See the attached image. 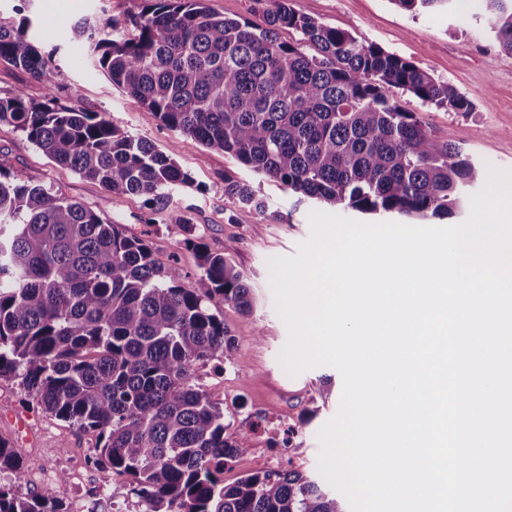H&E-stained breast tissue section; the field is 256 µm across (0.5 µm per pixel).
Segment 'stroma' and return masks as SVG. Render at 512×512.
Segmentation results:
<instances>
[{
  "instance_id": "1",
  "label": "stroma",
  "mask_w": 512,
  "mask_h": 512,
  "mask_svg": "<svg viewBox=\"0 0 512 512\" xmlns=\"http://www.w3.org/2000/svg\"><path fill=\"white\" fill-rule=\"evenodd\" d=\"M301 13L372 41L451 84L471 100L470 112H453L422 104L409 94L401 103L416 112L439 136L463 150L481 168L512 169V54L489 36L480 0H456L452 10L411 15L392 0H293ZM143 0H0V25L36 20L35 38L42 50H57L60 73L57 98L65 106L105 113L124 132L152 142L193 179L192 187L172 195L167 207L148 204L132 194H106L95 181L48 158L13 125L0 123V168L65 198L102 208L107 220L122 224L127 235L145 238L156 257L176 261L185 283L200 287L198 255L187 244L201 238L214 252L232 244L237 269L255 295L251 313L218 305L236 348L232 362H210L197 370L201 385L224 410L230 431L243 432L244 406L288 414L294 443L288 450L257 448L225 465V483L263 472L267 459L280 469H295L322 481L318 468V432L340 411L343 381L327 365L289 376L279 362L288 331L276 313L269 286L268 262L296 255L310 234L308 215L323 203L301 197L269 178L213 151L158 122L140 104L100 72L92 70L82 46L72 43L81 19L130 36L126 20L140 13ZM249 183L267 203L259 212L224 195V178ZM0 439L20 458L25 495L54 487L59 498L93 503L102 485H124L121 477L92 470L84 459L96 437L78 431L44 412L15 379H0Z\"/></svg>"
}]
</instances>
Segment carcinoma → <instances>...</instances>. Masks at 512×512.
<instances>
[{"mask_svg":"<svg viewBox=\"0 0 512 512\" xmlns=\"http://www.w3.org/2000/svg\"><path fill=\"white\" fill-rule=\"evenodd\" d=\"M264 24L211 12L204 0H144L131 37L73 30L93 66L137 100L150 120L308 199L362 213L448 217L484 180L463 149L425 126L395 97L470 112L445 81L365 37L260 0ZM410 13L452 0H393ZM489 32L512 53V0H482ZM296 33L285 42L280 32ZM60 48L41 50L31 20L0 25V60L39 80L59 72ZM57 85L35 103L23 90L0 98L13 125L50 159L105 191L171 199L191 176L103 112L63 107ZM224 195L263 212L246 183L224 175ZM205 291L176 264L103 212L0 169V379L19 380L46 412L97 436L95 469L129 478L142 512H344L305 474H252L231 485L224 460L250 450L195 381V368L232 360L222 302L249 313L251 288L231 259L192 239ZM25 472L0 439V473ZM0 512H73L47 487L21 496L0 484Z\"/></svg>","mask_w":512,"mask_h":512,"instance_id":"carcinoma-1","label":"carcinoma"}]
</instances>
